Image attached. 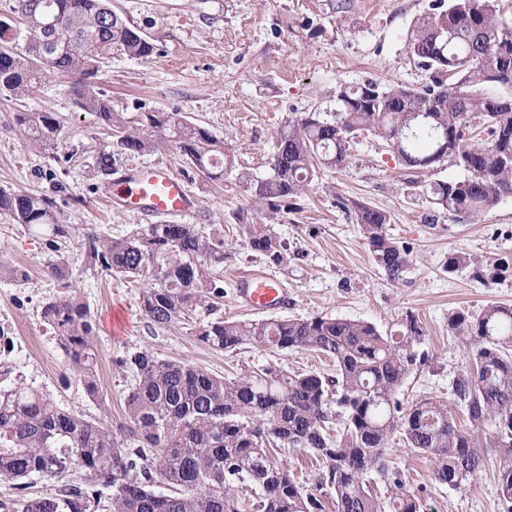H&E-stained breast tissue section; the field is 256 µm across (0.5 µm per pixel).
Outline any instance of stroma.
<instances>
[{
    "mask_svg": "<svg viewBox=\"0 0 512 512\" xmlns=\"http://www.w3.org/2000/svg\"><path fill=\"white\" fill-rule=\"evenodd\" d=\"M432 0H112L115 10L144 30L157 46L146 62L115 56L91 88L112 99L119 111L142 106L177 112L223 138L238 168L257 175L279 130L292 117L326 106L337 85L373 78L388 84L424 82L425 73L404 51L414 20ZM58 113L71 161H57L32 148L13 123L20 107ZM110 140L94 116L83 112L68 83L50 77L35 94L18 102L0 96V189L40 192L57 198L74 236L66 250L78 288L97 318L101 397L89 400L66 379L62 355L40 317L55 293L50 274L55 260L42 239L0 213V265L22 267L27 276L0 278V331L15 337L0 351V386L20 379L50 395L61 407L83 411L105 424L125 421L124 395L131 382L116 361L136 350L186 361L211 373L232 376L241 367L275 365L288 372L330 373L333 362L307 351L247 346L217 352L192 336L188 325L149 326L140 310V286L88 267L84 248L90 230L115 236L140 227L141 218L111 210L104 180L95 177L96 153ZM166 163L189 179L199 199L195 224L224 233V296L214 313L227 320L247 314L235 299L238 277L261 270L288 289L286 318L331 315L367 321L383 332L414 315L423 331L416 346L422 360L404 379L398 398L411 405L424 398L450 399L452 382L472 367L470 347L448 328L452 309L512 306V271L484 286L471 269L447 274L448 252L464 251L491 265L512 262V199L468 220L435 215L424 198L403 187L404 169L372 135L346 169L323 177L298 207L282 210L276 236L288 249L282 265L266 263L247 245L246 225L262 221L232 176L221 185L202 181L171 147L120 157L118 170ZM357 200L388 211L387 232L411 250V265L399 283L387 280L339 199ZM122 304L132 326L122 336L106 322L112 304ZM485 465L471 484L435 485L427 455L397 446L387 457L419 493L423 512H505L494 449H483Z\"/></svg>",
    "mask_w": 512,
    "mask_h": 512,
    "instance_id": "stroma-1",
    "label": "stroma"
}]
</instances>
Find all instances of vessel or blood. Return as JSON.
Here are the masks:
<instances>
[{"label": "vessel or blood", "instance_id": "obj_1", "mask_svg": "<svg viewBox=\"0 0 512 512\" xmlns=\"http://www.w3.org/2000/svg\"><path fill=\"white\" fill-rule=\"evenodd\" d=\"M107 196L115 210L144 220L183 218L199 208L187 181L169 166L151 164L128 170L116 189ZM236 299L245 310L270 313L288 305V290L263 273L242 276L236 284Z\"/></svg>", "mask_w": 512, "mask_h": 512}]
</instances>
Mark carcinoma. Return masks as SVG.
Returning a JSON list of instances; mask_svg holds the SVG:
<instances>
[{"label": "carcinoma", "mask_w": 512, "mask_h": 512, "mask_svg": "<svg viewBox=\"0 0 512 512\" xmlns=\"http://www.w3.org/2000/svg\"><path fill=\"white\" fill-rule=\"evenodd\" d=\"M155 45L113 10L112 0H10L0 18V95H33L48 75L71 84L78 107L111 132L94 158L106 178L116 157L175 147L203 180L234 176L265 222L248 224L253 252L279 265L286 249L272 224L282 207L308 194L327 170L348 167L357 138H380L408 170L447 162L462 175L438 180L423 197L442 214L476 217L512 198V23L499 0H436L410 25L404 50L426 72L424 83L383 84L367 78L339 85L335 107L302 112L277 135L263 176L236 170L224 140L175 112H119L88 81L114 55L148 61ZM494 85L498 92H487ZM13 123L29 144L69 160L57 114L21 109ZM341 207L359 224L376 264L397 283L410 252L386 233L391 215L347 200ZM0 212L42 235L57 253L51 276L57 291L41 311L63 362L90 400L100 395L97 340L100 325L72 280L64 252L73 228L63 223L55 198L0 189ZM88 264L132 282H145L140 309L159 329L210 311L224 297V239L195 224H146L122 236L90 232ZM474 267L490 286L503 272L481 266L465 252H448L445 269ZM448 329L466 338L476 372L461 373L448 401L422 399L408 407L398 391L417 362L422 330L412 315L388 336L374 324L340 317L199 321L197 339L217 351L267 346L322 354L332 374L288 373L273 365L241 369L232 378L148 351L116 363L132 376L124 396L127 436L81 412L61 408L47 394L17 380L0 390V481L17 489L39 475L59 483L54 497L20 495L0 502L3 512H421L418 494L389 474L393 447L433 458V479L464 485L483 460L455 421L493 424L485 437L496 451L506 512H512V307L478 313L448 312ZM283 443L311 451L322 462L316 496L270 454ZM384 478L381 496L369 479ZM249 488V503L239 488Z\"/></svg>", "instance_id": "carcinoma-1"}]
</instances>
